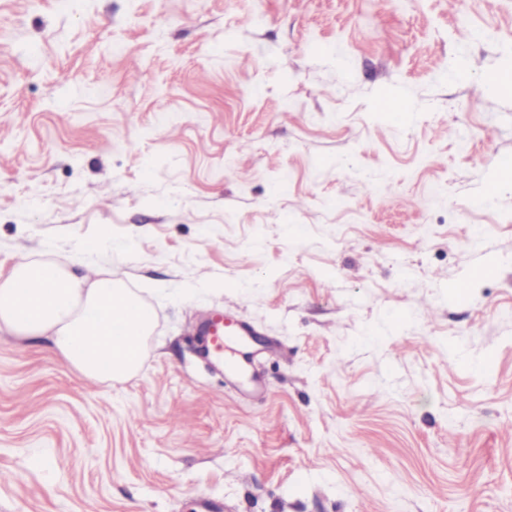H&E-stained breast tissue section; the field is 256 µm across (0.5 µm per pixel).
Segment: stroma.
Returning <instances> with one entry per match:
<instances>
[{"label": "stroma", "instance_id": "35a3bbf8", "mask_svg": "<svg viewBox=\"0 0 512 512\" xmlns=\"http://www.w3.org/2000/svg\"><path fill=\"white\" fill-rule=\"evenodd\" d=\"M509 71L512 0H0V265L156 313L112 383L0 333V512H512ZM256 334L249 324L215 313L208 320L204 332L206 344L204 356L213 362L227 365L231 379L235 380L249 397H260L265 386L257 372L249 373L247 365L252 364L256 353H246L239 349L247 336Z\"/></svg>", "mask_w": 512, "mask_h": 512}]
</instances>
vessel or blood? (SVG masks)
I'll return each instance as SVG.
<instances>
[{
	"label": "vessel or blood",
	"mask_w": 512,
	"mask_h": 512,
	"mask_svg": "<svg viewBox=\"0 0 512 512\" xmlns=\"http://www.w3.org/2000/svg\"><path fill=\"white\" fill-rule=\"evenodd\" d=\"M254 329L249 324L224 316L213 314L204 332L206 344L204 356L213 362L227 365L231 379L238 383L245 395L262 396L265 386L261 376L249 369L253 353L243 352L242 346Z\"/></svg>",
	"instance_id": "obj_1"
}]
</instances>
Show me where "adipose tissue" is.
<instances>
[{
    "label": "adipose tissue",
    "instance_id": "ef3b65f1",
    "mask_svg": "<svg viewBox=\"0 0 512 512\" xmlns=\"http://www.w3.org/2000/svg\"><path fill=\"white\" fill-rule=\"evenodd\" d=\"M154 327L152 308L111 271L90 281L48 259L0 271V331L50 337L54 352L86 378L134 374Z\"/></svg>",
    "mask_w": 512,
    "mask_h": 512
}]
</instances>
